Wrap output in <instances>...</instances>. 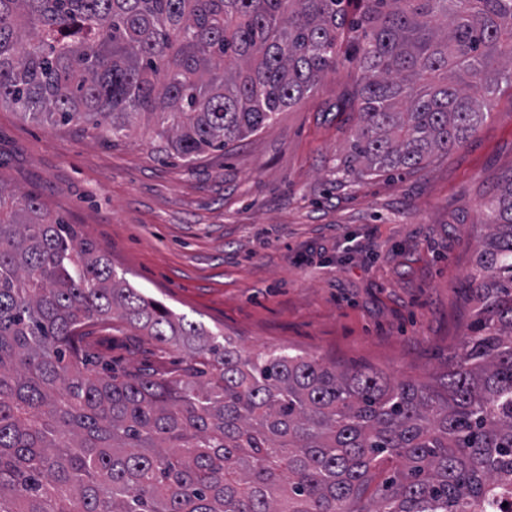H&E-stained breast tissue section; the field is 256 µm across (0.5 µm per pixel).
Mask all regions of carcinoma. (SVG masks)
<instances>
[{
    "label": "carcinoma",
    "instance_id": "obj_1",
    "mask_svg": "<svg viewBox=\"0 0 512 512\" xmlns=\"http://www.w3.org/2000/svg\"><path fill=\"white\" fill-rule=\"evenodd\" d=\"M356 34L361 177L462 145L512 86V0H0V108L190 163L261 131ZM468 333L428 379L246 352L0 184V512H512V172ZM117 319L186 375L90 367Z\"/></svg>",
    "mask_w": 512,
    "mask_h": 512
}]
</instances>
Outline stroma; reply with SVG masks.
<instances>
[{
    "instance_id": "stroma-1",
    "label": "stroma",
    "mask_w": 512,
    "mask_h": 512,
    "mask_svg": "<svg viewBox=\"0 0 512 512\" xmlns=\"http://www.w3.org/2000/svg\"><path fill=\"white\" fill-rule=\"evenodd\" d=\"M347 51L309 97L250 138L186 163L151 126L112 144L0 109V184L37 195L114 271L243 350L285 348L424 380L469 320L481 205L512 172V88L462 147L422 168L348 171L358 125ZM89 353L125 373H183L189 356L113 322Z\"/></svg>"
}]
</instances>
